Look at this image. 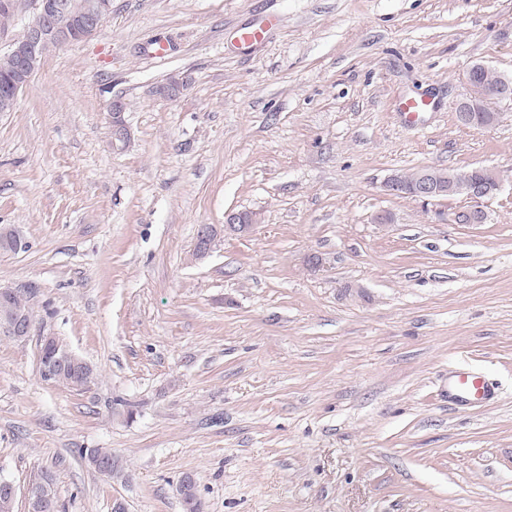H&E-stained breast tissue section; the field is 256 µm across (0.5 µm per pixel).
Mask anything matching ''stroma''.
I'll return each instance as SVG.
<instances>
[{
  "mask_svg": "<svg viewBox=\"0 0 512 512\" xmlns=\"http://www.w3.org/2000/svg\"><path fill=\"white\" fill-rule=\"evenodd\" d=\"M475 61L512 76V0H112L48 52L0 114V224L30 244L0 284L37 292L33 335H0L15 512L44 474L59 512H186L187 478L201 512H512V103L457 122ZM478 165L503 179L481 224L383 189ZM47 335L87 390L41 381ZM466 367L494 397L450 408Z\"/></svg>",
  "mask_w": 512,
  "mask_h": 512,
  "instance_id": "35a3bbf8",
  "label": "stroma"
}]
</instances>
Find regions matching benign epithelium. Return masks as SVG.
Returning a JSON list of instances; mask_svg holds the SVG:
<instances>
[{
  "label": "benign epithelium",
  "instance_id": "7a95c632",
  "mask_svg": "<svg viewBox=\"0 0 512 512\" xmlns=\"http://www.w3.org/2000/svg\"><path fill=\"white\" fill-rule=\"evenodd\" d=\"M112 13V0H36L35 14L30 23L9 44L0 56L12 62L10 86L0 88V110L14 109L18 97L38 69L40 56L47 49L60 48L80 37L87 39L100 31L105 20ZM466 94L458 102L456 119L462 125L477 129L494 125L501 113L494 111L476 122L470 107L481 102L498 105L503 101L512 102V78L496 68L481 63L470 65L465 74ZM122 101L112 102V136L118 141L127 138V129L122 114ZM501 188L499 172L489 166L481 167L480 177L469 184L467 199L470 206L454 212V224H481L485 211L483 204L497 195ZM443 191L429 171L420 176L413 187L418 201L429 204L441 199ZM0 239L14 243L19 252L27 244L20 229L14 225L0 226ZM16 289L0 286V335L29 336L33 320L27 310L10 306L9 298Z\"/></svg>",
  "mask_w": 512,
  "mask_h": 512
}]
</instances>
